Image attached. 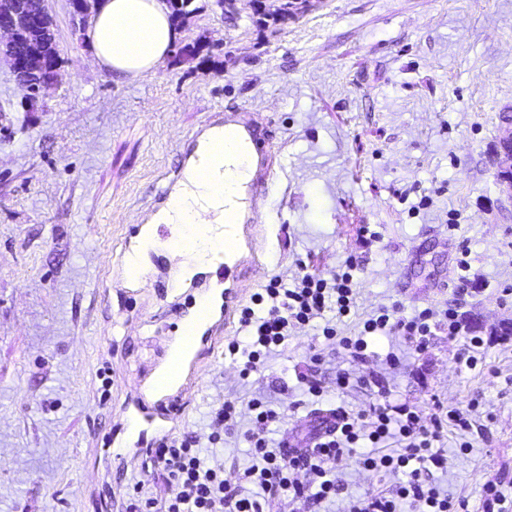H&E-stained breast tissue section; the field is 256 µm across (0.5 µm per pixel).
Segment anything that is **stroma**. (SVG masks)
<instances>
[{"mask_svg":"<svg viewBox=\"0 0 512 512\" xmlns=\"http://www.w3.org/2000/svg\"><path fill=\"white\" fill-rule=\"evenodd\" d=\"M194 4L175 44L200 47L199 60L170 54L139 80L96 63L69 0L49 2L62 79L37 110L22 108L0 64V512H120L116 457L139 478L121 411L160 361L151 336L113 333L122 296L104 301L97 289L124 267L126 226L142 223L159 172L179 163L180 141L209 113L235 106L274 122L267 268L243 275L248 293L299 264L326 273L351 255L359 314L454 305L474 334L512 330V194L496 158L512 120V0H317L285 22L255 15L248 0L233 15L214 0ZM424 195L428 208L410 214ZM463 256L462 280L453 271ZM313 341V329L298 330L245 380L223 344L199 353L179 433L207 437L213 404L261 391L288 413L275 440L310 441L316 406L302 372L321 380L328 409L387 397L430 414L475 399L471 448L460 452L464 435L449 429L448 465L432 480L471 512L487 481L512 497V348L485 346L465 371L458 342L440 333L378 386L362 378L382 370L391 342L375 341L363 363L342 351L318 365ZM341 470L330 512L392 484L353 456Z\"/></svg>","mask_w":512,"mask_h":512,"instance_id":"obj_1","label":"stroma"}]
</instances>
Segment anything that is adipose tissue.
<instances>
[{
  "label": "adipose tissue",
  "mask_w": 512,
  "mask_h": 512,
  "mask_svg": "<svg viewBox=\"0 0 512 512\" xmlns=\"http://www.w3.org/2000/svg\"><path fill=\"white\" fill-rule=\"evenodd\" d=\"M177 37L166 0H100L90 30L96 59L117 75L137 79L154 72ZM218 151L230 161H244L246 151L234 139H220L213 149H201L199 161L186 172L166 210L155 218L159 224H179L192 230V240L200 260L220 257L222 247L198 234L199 225L223 222L224 203L240 191L236 182L224 179L223 172L204 174L210 151Z\"/></svg>",
  "instance_id": "ef3b65f1"
}]
</instances>
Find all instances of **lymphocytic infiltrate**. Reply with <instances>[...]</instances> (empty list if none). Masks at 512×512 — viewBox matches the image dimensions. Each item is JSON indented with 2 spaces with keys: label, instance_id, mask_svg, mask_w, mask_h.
I'll list each match as a JSON object with an SVG mask.
<instances>
[{
  "label": "lymphocytic infiltrate",
  "instance_id": "obj_1",
  "mask_svg": "<svg viewBox=\"0 0 512 512\" xmlns=\"http://www.w3.org/2000/svg\"><path fill=\"white\" fill-rule=\"evenodd\" d=\"M357 267L350 256L328 276L303 268L289 280L271 277L239 307V334L225 343V358L238 367L241 377H249L263 369L297 329L313 324L318 339L309 353L314 361L340 350L352 359L364 358L379 337L401 339L422 353L436 333L444 332L460 344L459 367L476 369V354L488 340L468 335L453 308L441 312L427 307L406 317L395 303L359 319L356 334H339L338 321L355 313ZM336 416L332 431L311 447L289 454L271 437L286 419L284 409L261 392L222 400L210 411L207 444L193 436L168 437L149 450L141 469L145 477L161 474L167 493L154 496L143 480L136 482L125 512H310L343 489L339 465L354 452L363 470L393 478L394 485L384 492L351 496L347 512H469L466 501L453 500L426 479L431 470L447 465L445 426L470 430L466 411L439 405L427 415L386 401L358 411L340 408ZM232 441L245 443L250 457L249 466L233 481L216 463Z\"/></svg>",
  "mask_w": 512,
  "mask_h": 512
}]
</instances>
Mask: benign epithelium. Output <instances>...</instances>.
I'll list each match as a JSON object with an SVG mask.
<instances>
[{
    "label": "benign epithelium",
    "mask_w": 512,
    "mask_h": 512,
    "mask_svg": "<svg viewBox=\"0 0 512 512\" xmlns=\"http://www.w3.org/2000/svg\"><path fill=\"white\" fill-rule=\"evenodd\" d=\"M50 16L47 0H8L5 13L0 14V50L17 46V21L27 17L39 25ZM16 82L25 91L22 105L34 109L47 90L58 83L61 66L57 59L44 56L38 50L21 46L16 54H1Z\"/></svg>",
    "instance_id": "1"
}]
</instances>
